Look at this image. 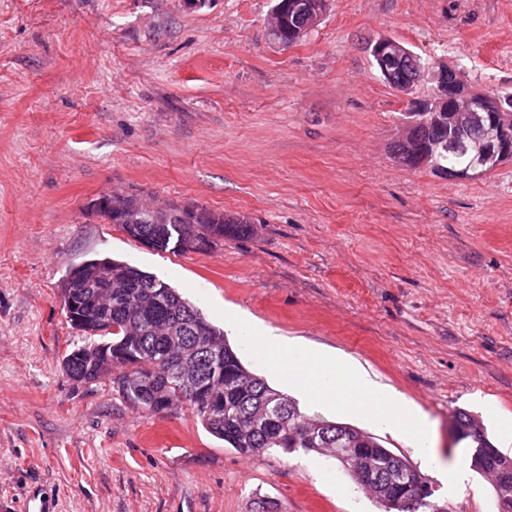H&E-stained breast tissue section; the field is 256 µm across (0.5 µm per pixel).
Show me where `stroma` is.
Returning a JSON list of instances; mask_svg holds the SVG:
<instances>
[{
    "instance_id": "stroma-1",
    "label": "stroma",
    "mask_w": 512,
    "mask_h": 512,
    "mask_svg": "<svg viewBox=\"0 0 512 512\" xmlns=\"http://www.w3.org/2000/svg\"><path fill=\"white\" fill-rule=\"evenodd\" d=\"M272 5L0 0V512H383L332 458L245 457L188 410L73 383L61 286L99 257L167 282L231 345L267 326L355 363L427 415L445 468L470 465L458 411L512 456V161L471 180L399 164L413 106L369 51L391 37L512 91V0H328L288 47ZM111 189L250 229L157 251L91 213ZM307 412L374 434L445 512H496L486 479L448 491L405 434Z\"/></svg>"
}]
</instances>
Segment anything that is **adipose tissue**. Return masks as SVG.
I'll use <instances>...</instances> for the list:
<instances>
[{"label":"adipose tissue","mask_w":512,"mask_h":512,"mask_svg":"<svg viewBox=\"0 0 512 512\" xmlns=\"http://www.w3.org/2000/svg\"><path fill=\"white\" fill-rule=\"evenodd\" d=\"M244 344L253 352L268 349L271 357L279 363L283 375L300 384L307 403L333 406L344 402L347 393H354L357 397L352 405L354 411L385 430L403 427L421 457L428 464H435L433 429L425 414L406 405L397 414L386 411V404L393 401L391 394L353 371L338 374L336 363L326 360L321 353L290 345L274 329L268 328L260 335L245 337Z\"/></svg>","instance_id":"adipose-tissue-1"}]
</instances>
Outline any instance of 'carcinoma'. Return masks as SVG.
<instances>
[{
  "mask_svg": "<svg viewBox=\"0 0 512 512\" xmlns=\"http://www.w3.org/2000/svg\"><path fill=\"white\" fill-rule=\"evenodd\" d=\"M299 2L314 10L323 0H275L272 9L273 24L279 29L273 36L289 45L300 40L297 28L303 24V19L295 8ZM408 61L410 66L399 75L403 80L428 68V63L414 52L408 56ZM424 118L427 124L408 132L394 145L399 162L411 169L427 165L445 175L466 166L471 157L461 152L439 150L427 164L415 156L420 144L456 134L447 122H434L429 114ZM128 201L129 209L124 211H115L99 201L92 203L91 209L109 224H124L129 212L137 210L138 196L132 194ZM191 222L207 225L214 245L248 230L247 222L203 207L198 216L176 212L164 223L147 217L125 227V231L137 241L142 237L152 240L158 251L170 249L185 253L183 233L185 225ZM104 261L112 264V281L101 278L92 266L84 277L88 283L85 306L96 329V333H89L87 337H98L86 346H104L112 351V368L101 369L79 360L73 363L75 375L90 382L109 378L112 387L137 412L157 415L167 406L176 409L184 406L209 433L224 441V447L243 456L290 454L300 450L315 452L344 466L356 484L360 473L351 466L355 448L370 449L375 477L380 480L388 478L398 465L410 466L406 459L384 447L372 434L301 411L294 400L247 369L237 351L225 341L224 333L168 283L127 263L108 257ZM111 285H123L127 293L125 299L112 300V324L118 326V330L112 332L103 325L101 308L96 302L97 293ZM207 346L224 351L221 370L215 373L209 370L201 351ZM188 360L195 361L199 369L198 384L191 392L177 377L182 364ZM279 402L284 403L286 423L282 427L271 425L265 419L271 406ZM468 440L473 469L482 476L493 477L491 486L497 512H512V492L502 493L496 481L500 476L512 479V457L495 448L485 431L468 436Z\"/></svg>",
  "mask_w": 512,
  "mask_h": 512,
  "instance_id": "cac0c4a2",
  "label": "carcinoma"
}]
</instances>
